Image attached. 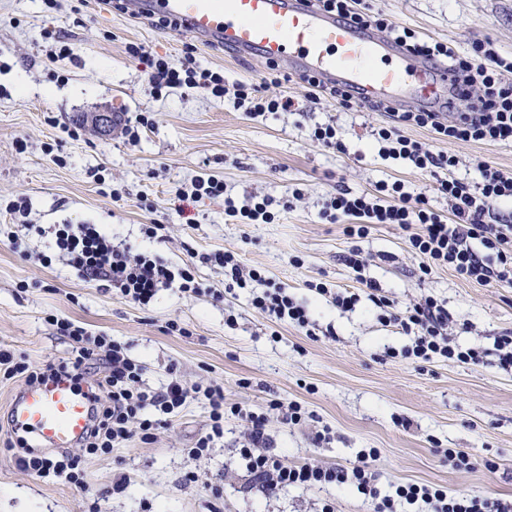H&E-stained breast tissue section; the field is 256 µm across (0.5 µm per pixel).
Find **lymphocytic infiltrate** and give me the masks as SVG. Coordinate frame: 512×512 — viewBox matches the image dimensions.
<instances>
[{
  "mask_svg": "<svg viewBox=\"0 0 512 512\" xmlns=\"http://www.w3.org/2000/svg\"><path fill=\"white\" fill-rule=\"evenodd\" d=\"M317 2L319 7L356 22H374L415 55L447 64L454 71L459 86L449 93L444 111L401 112L397 115L399 125L431 128L437 140L446 142H512V83L500 78L501 72L512 70V61L497 56L487 64L480 56L457 54L445 43L419 40L410 29L399 30L385 18L356 11L349 0ZM125 50L131 60L144 65L155 94L186 87L216 100L225 95L223 72L203 67L194 44H185L175 63L141 44L128 43ZM398 127L377 130L380 156L425 173L443 170L445 176L438 179L435 190L447 199L450 215L435 210L426 196L409 193L404 183L396 180L378 183L372 195L337 192L325 200L322 218L332 224H345V233L352 238L367 237L378 224L396 225L406 232L412 251L420 256L422 276L445 267L466 281L512 284V224L495 221L499 206L512 201V173L478 160L474 163L478 182H465L454 175L459 164L456 155L434 151L431 145L400 134ZM192 187V192H178V199L223 198L224 214L233 223L270 224L275 219L273 198L254 197L235 204L225 196L223 180L212 175L195 179ZM53 235L58 253L82 280L141 306H148L160 290L172 286L183 293L201 290L193 264L177 267L161 256L133 251L128 244L114 242L100 225L58 224ZM200 261L222 268L227 286L254 288L252 304L256 309L313 335L314 324L307 307L289 295L285 286L269 281L261 270L245 268L235 251L216 250L203 254ZM367 297L380 308L382 321L397 323L412 335L413 343L405 349V356L419 362L440 357L474 365L484 363V352L463 350L453 344L448 334V310L433 297H425L402 312L380 294L375 283H368ZM52 324L57 335L73 343L68 361L33 366L0 349V375L28 385L61 372L77 380L97 370L102 376L97 383L100 395L93 402L91 425L79 443V453L65 450L49 454L27 447L20 437L8 441V448L17 452V465L37 477L83 487L84 459L111 453L128 441L130 424H137L141 441H149L188 403L202 399L209 405V425L190 448V456L203 455L214 438L223 436L226 419L244 418L246 443L239 455L253 486L265 494L273 495L288 487L333 485L356 491L370 501L373 512H397L405 506H418L425 512H512V501L451 495L425 484H398L392 493L381 494L373 468L378 453L373 449L361 450L357 463L350 466H326L315 461L285 463L273 449L266 414L247 413L237 404L226 402L223 386L203 388L175 375L160 388H152L143 380L142 364L129 355L126 345L108 336L92 335L68 319L56 318Z\"/></svg>",
  "mask_w": 512,
  "mask_h": 512,
  "instance_id": "obj_1",
  "label": "lymphocytic infiltrate"
}]
</instances>
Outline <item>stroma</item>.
Returning <instances> with one entry per match:
<instances>
[{"label":"stroma","mask_w":512,"mask_h":512,"mask_svg":"<svg viewBox=\"0 0 512 512\" xmlns=\"http://www.w3.org/2000/svg\"><path fill=\"white\" fill-rule=\"evenodd\" d=\"M362 11L382 15L419 38L447 43L467 53L474 42L512 57V0H359ZM51 29L75 48L71 57L49 59L41 37ZM186 36L113 10L103 0H62L49 12L42 0H0V348L33 364L71 355L70 341L47 322L54 315L81 323L128 344L145 367L143 378L160 387L170 372L206 387L221 385L227 402L267 412L271 399L300 403L302 425L270 414L275 450L298 464L315 459L349 464L365 448L377 449V484L389 493L396 483H419L449 494L467 493L512 500V372L498 368L494 339L512 330V285H481L448 269L420 278V259L397 226H375L354 240L320 211L336 190L374 193L378 182L401 181L407 191L429 193L433 176L379 156L372 132L392 124L384 110H346L316 99L297 77L263 85L265 61L199 46L203 66L223 70L228 82L248 81L265 96H288L297 112L252 116L233 94L216 101L192 89L156 96L141 65L125 45L178 59ZM112 112V132H95L90 117ZM137 143L122 131L136 116ZM333 125L345 152L311 138L315 126ZM80 138H72L73 129ZM403 135L451 152L460 159L455 175L474 183L472 160L512 172V143L448 144L430 128L407 126ZM211 174L226 193L242 202L252 196L299 200L278 211L270 224L226 221L223 199L178 202L177 188ZM119 188L121 200L110 191ZM29 204L26 221L6 207ZM163 224L153 250L183 265L187 249H229L248 268L305 303L318 324L308 336L254 308L247 288L226 289L222 270L198 265L207 294L161 291L144 308L92 286L51 248L56 224H100L115 241L141 244L140 227ZM370 262L363 277L344 263L352 247ZM375 282L390 299L405 304L423 295L442 302L452 318L454 342L481 348L480 365L443 358L416 363L402 355L411 336L382 323L367 300L344 311L310 283L356 288ZM175 320L188 336L168 333ZM23 382L0 378V512H320L332 501L336 512H371L356 493L338 488H289L268 496L252 487L238 450L241 420L224 423V435L193 459V447L209 423L204 403H189L159 429L153 440L132 437L112 453L87 460L84 488L52 482L20 470L5 443L12 432L8 408ZM406 427H399V420ZM331 439L315 444L317 431ZM457 448L493 460L495 470L452 468L443 451ZM198 482L183 484L186 472ZM123 491H113L118 478ZM218 485L221 496L210 488Z\"/></svg>","instance_id":"obj_1"}]
</instances>
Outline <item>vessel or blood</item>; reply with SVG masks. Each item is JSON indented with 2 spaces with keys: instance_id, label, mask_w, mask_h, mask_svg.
Listing matches in <instances>:
<instances>
[{
  "instance_id": "obj_1",
  "label": "vessel or blood",
  "mask_w": 512,
  "mask_h": 512,
  "mask_svg": "<svg viewBox=\"0 0 512 512\" xmlns=\"http://www.w3.org/2000/svg\"><path fill=\"white\" fill-rule=\"evenodd\" d=\"M139 19L176 20L181 33L208 46L287 62L296 74H313L357 93L358 103H416L440 109L455 79L386 37L312 6L310 0H126ZM90 392L68 374L23 388L8 410L14 432L36 447H74L90 425Z\"/></svg>"
}]
</instances>
